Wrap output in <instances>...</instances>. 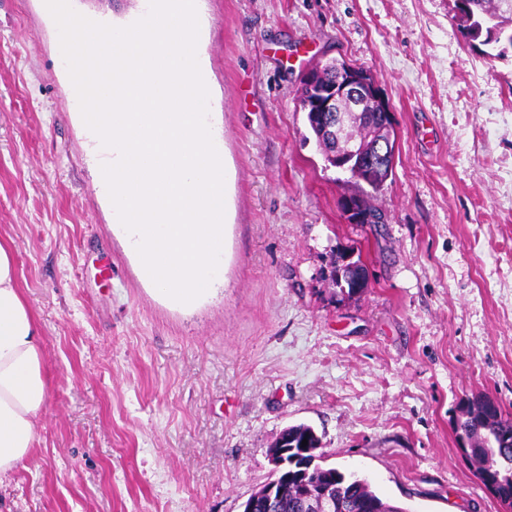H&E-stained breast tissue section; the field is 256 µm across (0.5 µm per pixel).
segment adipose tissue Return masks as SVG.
Returning <instances> with one entry per match:
<instances>
[{
	"label": "adipose tissue",
	"mask_w": 512,
	"mask_h": 512,
	"mask_svg": "<svg viewBox=\"0 0 512 512\" xmlns=\"http://www.w3.org/2000/svg\"><path fill=\"white\" fill-rule=\"evenodd\" d=\"M41 329L17 286L14 255L0 244V478L26 461L48 398Z\"/></svg>",
	"instance_id": "1"
}]
</instances>
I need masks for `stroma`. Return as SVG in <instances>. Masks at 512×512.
I'll return each instance as SVG.
<instances>
[{
	"label": "stroma",
	"mask_w": 512,
	"mask_h": 512,
	"mask_svg": "<svg viewBox=\"0 0 512 512\" xmlns=\"http://www.w3.org/2000/svg\"><path fill=\"white\" fill-rule=\"evenodd\" d=\"M224 142V286L192 309L141 280L92 173L43 0H0V241L49 384L0 512H242L288 426L407 512H507L454 433L512 419V48L469 46L454 0H201ZM369 70L399 148L375 203L297 107L306 70ZM359 255L367 286L329 284ZM348 254H342V255H336L332 264H333V267H332V275H331V282H332V285L336 288H338V292L341 296L343 297H347V298H352L354 295H355V289L353 288H347V291L345 292L343 288H346V287H343V288H340V281L338 279H336V276L341 273L342 276H343V282L344 281V278L348 275H355L356 274V271L355 270H352L351 269V266H355L356 263L359 261H349V260H352L353 259V256L350 255L346 261H349V262H345V259L347 257Z\"/></svg>",
	"instance_id": "obj_1"
}]
</instances>
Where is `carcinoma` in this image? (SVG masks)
Here are the masks:
<instances>
[{"label":"carcinoma","instance_id":"cac0c4a2","mask_svg":"<svg viewBox=\"0 0 512 512\" xmlns=\"http://www.w3.org/2000/svg\"><path fill=\"white\" fill-rule=\"evenodd\" d=\"M474 12L472 22L459 18L463 36H470L481 45L492 49L499 48L502 43L512 48V0H471ZM505 49L493 54L484 52L489 58L499 57ZM341 117L345 123L346 140L364 141L370 134L378 106L371 104L365 112H354L347 105L340 106ZM308 126L313 133L324 158V162L332 163L331 154L336 152V141L323 132L322 122L318 115L307 112ZM356 180L355 195L362 199L365 210L375 211L369 197L378 192L381 186L367 181L361 175L353 173ZM353 261H346V255H337L333 260L331 275L332 285L338 288L341 296L351 298L355 289L340 288L337 275L350 276L356 274L351 269ZM455 431L459 439L465 443L469 458L478 463L477 474L486 488H494L501 498H512V421L502 417L497 407L490 402H470L464 406L455 421ZM307 445H302V441ZM286 445L293 450L291 456L295 462L288 465V476L276 478L277 489L275 500L271 506L264 504L265 488H260L250 496L256 501L254 512H308L304 507L302 487L307 481V469L312 460L319 458L316 451L321 448V438L310 425L300 423L285 428L269 452ZM323 485L331 490L336 497V512H404V509L391 504L371 488L370 484L353 474L346 475L334 467L320 468Z\"/></svg>","mask_w":512,"mask_h":512}]
</instances>
